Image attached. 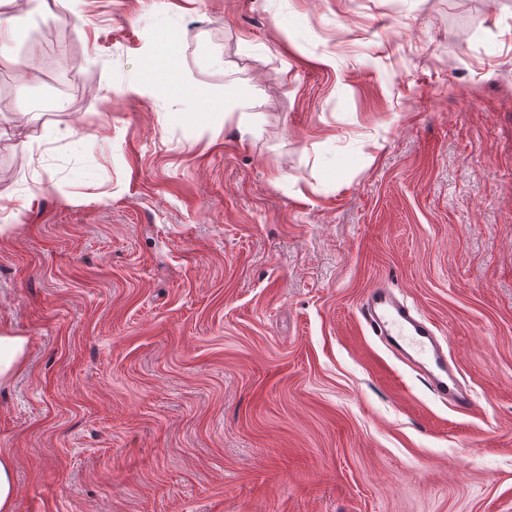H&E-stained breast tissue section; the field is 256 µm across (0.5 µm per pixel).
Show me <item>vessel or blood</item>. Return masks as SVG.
<instances>
[{
    "label": "vessel or blood",
    "instance_id": "vessel-or-blood-1",
    "mask_svg": "<svg viewBox=\"0 0 512 512\" xmlns=\"http://www.w3.org/2000/svg\"><path fill=\"white\" fill-rule=\"evenodd\" d=\"M360 312L368 331L396 358L419 371L435 392L451 399L455 409L464 411L472 406L471 395L461 388L449 369L437 334L422 314L380 286L365 292Z\"/></svg>",
    "mask_w": 512,
    "mask_h": 512
}]
</instances>
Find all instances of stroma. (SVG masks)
<instances>
[{
	"instance_id": "1",
	"label": "stroma",
	"mask_w": 512,
	"mask_h": 512,
	"mask_svg": "<svg viewBox=\"0 0 512 512\" xmlns=\"http://www.w3.org/2000/svg\"><path fill=\"white\" fill-rule=\"evenodd\" d=\"M17 19L14 512H512V0ZM379 282L437 326L470 411L360 323Z\"/></svg>"
}]
</instances>
